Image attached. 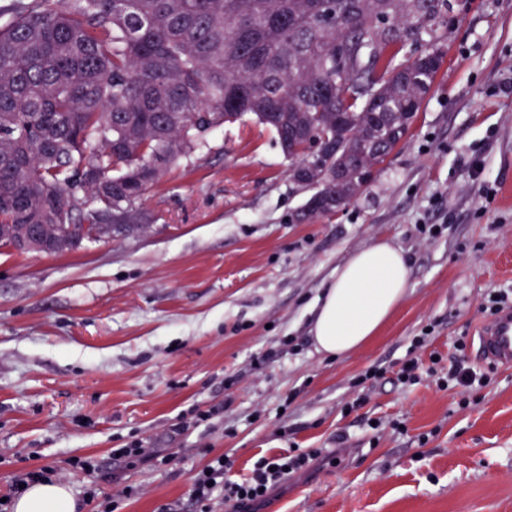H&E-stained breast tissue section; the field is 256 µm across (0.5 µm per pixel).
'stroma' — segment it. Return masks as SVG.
<instances>
[{
	"label": "stroma",
	"mask_w": 512,
	"mask_h": 512,
	"mask_svg": "<svg viewBox=\"0 0 512 512\" xmlns=\"http://www.w3.org/2000/svg\"><path fill=\"white\" fill-rule=\"evenodd\" d=\"M450 4L444 64L408 136L335 212L295 220L309 194L250 121L179 158L143 198L145 229L62 255L0 247V494L51 465L77 512L90 491L116 512H193L211 457L236 479L295 443L326 461L257 512H512V365L470 397L425 368L411 387L364 379L396 370L427 327L431 350L451 357L463 336L476 359L484 298L512 290V0ZM379 240L404 253L407 295L377 336L328 359L310 338L315 302ZM134 440L168 462L113 474V449ZM78 456L99 471L69 466Z\"/></svg>",
	"instance_id": "35a3bbf8"
}]
</instances>
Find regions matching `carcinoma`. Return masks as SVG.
Returning a JSON list of instances; mask_svg holds the SVG:
<instances>
[{"label":"carcinoma","mask_w":512,"mask_h":512,"mask_svg":"<svg viewBox=\"0 0 512 512\" xmlns=\"http://www.w3.org/2000/svg\"><path fill=\"white\" fill-rule=\"evenodd\" d=\"M447 34L448 0H7L0 244L10 224L50 239L67 224L80 243L145 221L182 154L247 120L311 192L302 218L333 211L408 133Z\"/></svg>","instance_id":"obj_1"}]
</instances>
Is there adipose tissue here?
I'll list each match as a JSON object with an SVG mask.
<instances>
[{
    "label": "adipose tissue",
    "mask_w": 512,
    "mask_h": 512,
    "mask_svg": "<svg viewBox=\"0 0 512 512\" xmlns=\"http://www.w3.org/2000/svg\"><path fill=\"white\" fill-rule=\"evenodd\" d=\"M409 266L403 252L380 241L355 251L332 273L315 305L310 332L317 352L341 357L380 332L403 301ZM14 512H75L73 494L62 483H30L13 503Z\"/></svg>",
    "instance_id": "obj_1"
}]
</instances>
